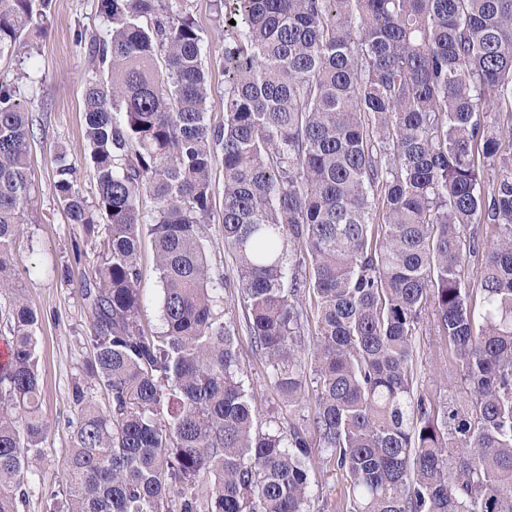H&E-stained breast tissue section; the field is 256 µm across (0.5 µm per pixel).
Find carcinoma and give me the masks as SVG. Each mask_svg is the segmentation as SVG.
Wrapping results in <instances>:
<instances>
[{"label": "carcinoma", "mask_w": 512, "mask_h": 512, "mask_svg": "<svg viewBox=\"0 0 512 512\" xmlns=\"http://www.w3.org/2000/svg\"><path fill=\"white\" fill-rule=\"evenodd\" d=\"M51 2L0 0V61L31 49ZM188 2L100 0L105 29L89 52L102 69L83 101L95 204L66 153L55 158L70 223L104 237L80 288L87 374L111 404L104 412L73 386L67 490L50 512H512V0H220L215 127ZM493 110L509 112L507 127L486 120ZM31 136L16 88L0 84V297L12 335L0 512L26 502L47 431L39 316L13 263ZM218 153L234 284L205 246ZM143 194L155 201L149 223ZM145 227L163 283L153 334L139 323ZM233 292L291 408L265 431L221 312ZM428 309L454 359L437 404L413 369ZM315 435L346 482L320 508Z\"/></svg>", "instance_id": "carcinoma-1"}]
</instances>
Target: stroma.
<instances>
[{
	"label": "stroma",
	"instance_id": "35a3bbf8",
	"mask_svg": "<svg viewBox=\"0 0 512 512\" xmlns=\"http://www.w3.org/2000/svg\"><path fill=\"white\" fill-rule=\"evenodd\" d=\"M204 45L203 63L211 75L208 118L212 125L224 119V78L220 63L224 51V15L214 0H190ZM99 0H53L45 32L34 39L30 59L0 61V82L17 88L32 120L31 159L33 188L22 233L15 245V273L20 288L37 309L36 353L41 378V411L48 424L38 462L39 478L27 494L22 512H49L50 495H65L66 455L72 446V387L85 379L93 357L88 340L92 315L78 286L82 271L92 265L99 243H87L80 226L69 222L53 187L55 155L65 150L70 161L84 158L85 79L97 68L86 43L101 33ZM224 167L212 169V216L206 226V248L211 265L231 272L233 263L224 251L220 218L223 209ZM139 288L144 302L140 323L146 332L160 331L163 285L154 260L151 236H144ZM240 364L245 388L252 397L255 422L279 414L281 402L266 380L265 363L251 350L248 337L240 339ZM417 384L433 398L443 397L452 372L448 345L425 318L414 349Z\"/></svg>",
	"mask_w": 512,
	"mask_h": 512
}]
</instances>
